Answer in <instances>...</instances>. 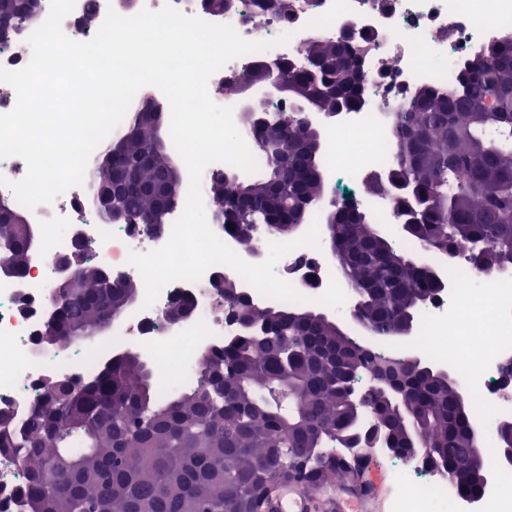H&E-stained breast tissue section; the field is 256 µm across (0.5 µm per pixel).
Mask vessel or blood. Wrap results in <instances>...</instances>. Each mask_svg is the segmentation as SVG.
Returning <instances> with one entry per match:
<instances>
[{"mask_svg": "<svg viewBox=\"0 0 512 512\" xmlns=\"http://www.w3.org/2000/svg\"><path fill=\"white\" fill-rule=\"evenodd\" d=\"M373 501L370 483L361 478L315 493L288 483L267 490L260 512H372Z\"/></svg>", "mask_w": 512, "mask_h": 512, "instance_id": "b4317fda", "label": "vessel or blood"}]
</instances>
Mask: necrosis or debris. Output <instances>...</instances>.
<instances>
[{"label":"necrosis or debris","instance_id":"necrosis-or-debris-1","mask_svg":"<svg viewBox=\"0 0 512 512\" xmlns=\"http://www.w3.org/2000/svg\"><path fill=\"white\" fill-rule=\"evenodd\" d=\"M236 2L235 10L217 16L202 10L198 0H76L62 30L72 40L86 41L108 8L130 16L168 3L186 15L232 25L245 39L270 42V49L235 58L210 77L209 94L218 104L253 64L275 58L303 67L309 40L333 42L347 36L356 44L370 42L362 61L364 103L341 113L326 129L323 159L335 195L359 205L380 224L393 223L398 192L370 193L365 184L391 165L388 112L419 89L447 92L474 53L512 30V0H290L288 11L261 20L255 17L258 0ZM90 9L95 19L86 27L81 20ZM284 34L289 40L283 44L279 38ZM88 191V185L74 186L53 203L34 207L37 251L20 275L0 279V412L17 422L29 416L46 380L92 381L119 348L148 355L159 392L188 387L200 355L222 350L232 333L224 324L223 307L206 289L213 277L208 271L195 282L167 284L150 307L133 304L94 351L79 343L58 352L37 351V333L64 275L56 261L71 252L74 233L86 240L91 263L110 267L113 278L138 287L143 280L130 254L168 240L149 224L105 223ZM426 260L448 288L423 309L417 348L423 357L450 365L466 383L476 423L486 439H493L496 423L512 419V382L502 381L504 366L512 361V276L476 278L463 256L430 254ZM275 273L307 299L336 312L346 307L342 275L325 247L294 249L276 264ZM179 295L191 296L192 312L187 321L167 325L165 313ZM365 459L383 464L389 512H512L511 468H498L493 487L473 502L447 476L424 470L419 460H390L382 448L367 449ZM22 483L17 458L0 450V512H24Z\"/></svg>","mask_w":512,"mask_h":512}]
</instances>
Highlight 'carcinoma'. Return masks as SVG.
<instances>
[{
  "mask_svg": "<svg viewBox=\"0 0 512 512\" xmlns=\"http://www.w3.org/2000/svg\"><path fill=\"white\" fill-rule=\"evenodd\" d=\"M0 15L14 25L38 24L36 0H0ZM306 65L280 71L298 88L289 112L276 115L278 155H264L265 168L240 180L226 171L209 175L212 216L224 223V208L242 207L247 219L235 229L249 251L258 249L251 224L270 235L295 236L293 225L332 219L322 206V141L303 135V107L332 111L362 102L355 82L364 50L312 40ZM390 173L396 181L371 184L402 189L400 213L424 252L467 253L471 273L491 279L512 270V43L501 38L467 62L462 85L443 95L417 90L388 117ZM116 142L129 160L151 153L143 168L122 181L119 205L133 224L160 216L146 190L165 180L170 200L187 197L179 155L161 136L142 105ZM235 183L233 195L224 184ZM359 211L339 218L329 252L360 316L375 337H391L400 323H418L433 298L426 271L409 263L414 252L394 246ZM34 251L32 228L0 218V265L24 270ZM75 282L60 289L55 347L91 333L110 314L122 316L138 295L131 283H105L98 266L83 260ZM233 276L214 286L237 309L242 324L217 356L203 355L194 386L158 394L152 369L125 350L112 354L94 381H50L20 425L0 417V448L24 464L25 512H259L262 492L295 482L309 491L352 479L364 459L353 452L374 444L404 452L429 448L438 471L458 483L475 442L469 433L471 401L435 372L430 360L408 373L399 360L374 373L369 396L358 403L350 390L372 363L369 349L336 344V324L305 306L252 303L239 297ZM371 424L364 426V412ZM347 452H340V449Z\"/></svg>",
  "mask_w": 512,
  "mask_h": 512,
  "instance_id": "cac0c4a2",
  "label": "carcinoma"
}]
</instances>
